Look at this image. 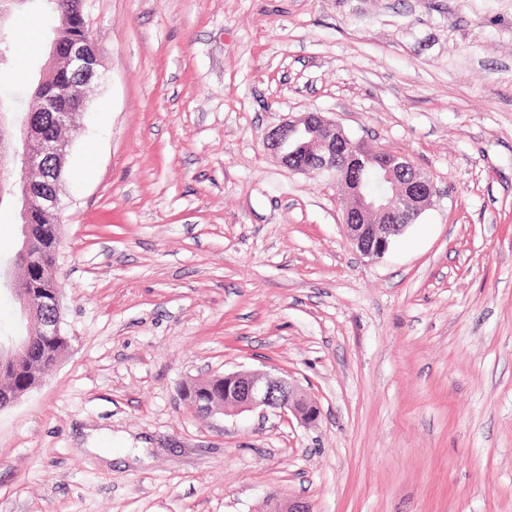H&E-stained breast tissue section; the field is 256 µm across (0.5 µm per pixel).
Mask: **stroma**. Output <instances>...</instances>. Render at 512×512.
<instances>
[{"label":"stroma","instance_id":"1","mask_svg":"<svg viewBox=\"0 0 512 512\" xmlns=\"http://www.w3.org/2000/svg\"><path fill=\"white\" fill-rule=\"evenodd\" d=\"M103 78L71 134L70 345L0 410V512H512V0H85ZM11 20L28 86L34 43ZM307 112L438 194L379 261L329 175L263 145ZM270 371L315 423L202 417Z\"/></svg>","mask_w":512,"mask_h":512}]
</instances>
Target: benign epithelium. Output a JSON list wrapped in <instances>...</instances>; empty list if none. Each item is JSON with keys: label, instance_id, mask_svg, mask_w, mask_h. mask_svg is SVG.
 Returning <instances> with one entry per match:
<instances>
[{"label": "benign epithelium", "instance_id": "benign-epithelium-1", "mask_svg": "<svg viewBox=\"0 0 512 512\" xmlns=\"http://www.w3.org/2000/svg\"><path fill=\"white\" fill-rule=\"evenodd\" d=\"M96 56L98 48L92 40L79 38L67 45L65 62L77 75V82L65 88L69 111L54 115L61 129L73 127L75 115L86 110L87 81L97 76L89 61ZM0 126L8 130L12 147L11 174L6 179L0 177V189H9L20 201L19 261L39 268L42 279L53 284L51 288L38 290L27 287L12 275V262L0 272V286L5 287L20 319L28 325L23 334L0 339V366H16L28 360L38 338L59 336L62 332V289L56 287L58 265L41 264V241L32 224L37 212L60 211L61 199L49 181L37 182L31 175L65 166L70 140L44 133L43 125L31 113L19 122L14 113L1 109ZM294 138L299 139V144L292 149L289 143ZM263 144L293 172L334 174L337 162H342L345 170V178L339 181L345 188L341 198L342 227L359 253L371 261L382 259L393 241L418 220L437 195L435 182L429 174L415 173L398 181L411 166L405 156L372 147L365 153L356 152L352 150L354 142L341 127L316 112L268 129ZM369 153L381 159L383 178L391 183L393 194L372 196L363 190L361 165ZM186 406L202 416L269 409L284 416L291 413L308 424L320 415L317 402L306 390L268 371L228 373L224 375L223 397L188 401Z\"/></svg>", "mask_w": 512, "mask_h": 512}]
</instances>
